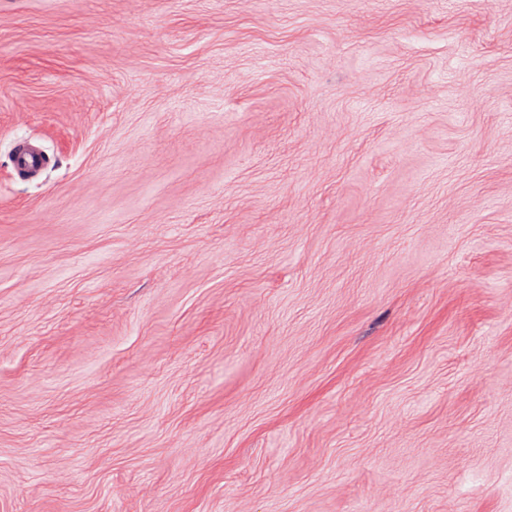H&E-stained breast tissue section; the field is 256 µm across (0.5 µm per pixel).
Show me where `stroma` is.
I'll return each mask as SVG.
<instances>
[{"label": "stroma", "instance_id": "35a3bbf8", "mask_svg": "<svg viewBox=\"0 0 512 512\" xmlns=\"http://www.w3.org/2000/svg\"><path fill=\"white\" fill-rule=\"evenodd\" d=\"M0 512H512V0H0ZM11 161L15 172L22 179L35 177L50 165L49 155L29 138L14 141Z\"/></svg>", "mask_w": 512, "mask_h": 512}]
</instances>
